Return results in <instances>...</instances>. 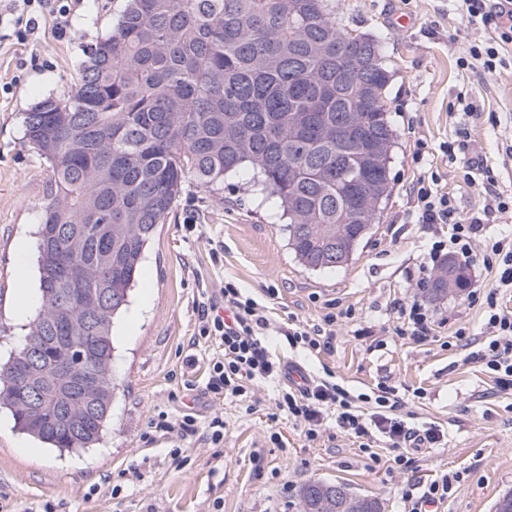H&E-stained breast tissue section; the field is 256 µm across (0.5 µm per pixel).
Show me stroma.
<instances>
[{
    "label": "stroma",
    "mask_w": 512,
    "mask_h": 512,
    "mask_svg": "<svg viewBox=\"0 0 512 512\" xmlns=\"http://www.w3.org/2000/svg\"><path fill=\"white\" fill-rule=\"evenodd\" d=\"M124 0H73L55 33L0 54V359L17 348L30 321L24 304H38L35 226L51 171L24 138V117L77 80L82 47L112 28ZM346 29L381 41L392 74L388 109L397 132L390 163L393 191L347 265L313 270L288 246L275 203L248 188L251 170L226 175L224 187L185 184L165 224L149 244L129 304L113 325L115 352L111 420L100 445L75 453L40 446L0 412V512H300L310 481L342 483L376 497L383 512H403L409 482L458 474L438 512H494L512 492V391L500 390L483 361L486 339L481 294L494 275L466 264L468 290L428 297L437 265L434 231L417 221L409 186L425 171L440 173L459 211L477 207L476 192L459 181L442 146L460 119L449 112L458 92L475 111L468 119L477 151L512 191V66L488 73L464 70L457 59L491 31L472 25L452 0H336ZM499 125H491L490 116ZM27 294L19 296L18 282ZM266 308L265 344L274 361L352 393L393 387L399 414L412 427H433L441 447L406 452L362 449L359 439L325 419L315 439L277 410L276 382L256 380L248 393L215 401L203 393L215 350L192 338L198 306L221 300L225 283ZM418 301L434 320L431 337L399 332L400 305ZM336 313L329 346H289L279 327L289 318L311 327ZM196 420L192 436L157 429ZM224 419V441L205 427ZM278 441H271V434ZM181 449L173 458L172 449ZM122 486L113 495V486Z\"/></svg>",
    "instance_id": "stroma-1"
}]
</instances>
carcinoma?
<instances>
[{"label":"carcinoma","instance_id":"obj_1","mask_svg":"<svg viewBox=\"0 0 512 512\" xmlns=\"http://www.w3.org/2000/svg\"><path fill=\"white\" fill-rule=\"evenodd\" d=\"M390 80L380 40L343 28L335 0H126L110 32L84 50L77 82L24 120L52 171L36 230L42 302L27 335H53L61 294L111 296L84 373L108 383L80 408L75 433L57 427L54 396L32 414L20 377L1 369L0 410L61 453L100 443L114 321L189 180L213 189L253 170L300 264L336 267L338 239L347 264L391 193ZM63 264L80 275L54 276ZM336 489L304 484L303 512H338Z\"/></svg>","mask_w":512,"mask_h":512}]
</instances>
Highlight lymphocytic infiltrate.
<instances>
[{
  "label": "lymphocytic infiltrate",
  "instance_id": "lymphocytic-infiltrate-1",
  "mask_svg": "<svg viewBox=\"0 0 512 512\" xmlns=\"http://www.w3.org/2000/svg\"><path fill=\"white\" fill-rule=\"evenodd\" d=\"M470 22L493 30L495 40L471 43L459 58L462 68H482L493 72L505 66L512 56V0H456ZM48 12L68 16L65 0H0V42L8 36L26 40L39 27L38 15ZM464 183L477 187L480 205L461 214L453 198L440 188L437 174L420 177L413 188L419 223L429 226L448 225V237L433 243L431 256L449 252L465 261H476L494 268L498 279L495 287L484 293L486 327L490 335L481 359L496 385L512 390V310L500 302L502 290L512 291V237L486 244L482 253H474L473 236L483 225L512 220V193L501 189L494 169L486 159L468 161L462 168ZM224 314L202 312L197 337L216 346L210 362L205 391L215 399L247 394L251 382L277 378L282 367L274 363L262 336L269 321L262 306L244 296L233 284H225ZM277 407L303 423L307 436H315L325 417H334L337 427L355 438L375 443L387 441L398 448L416 443L425 448L441 444L444 435L435 428L416 429L406 425L398 415L400 403L393 388L379 386L372 393L358 395L339 384L319 379L308 380L302 387L282 390Z\"/></svg>",
  "mask_w": 512,
  "mask_h": 512
}]
</instances>
